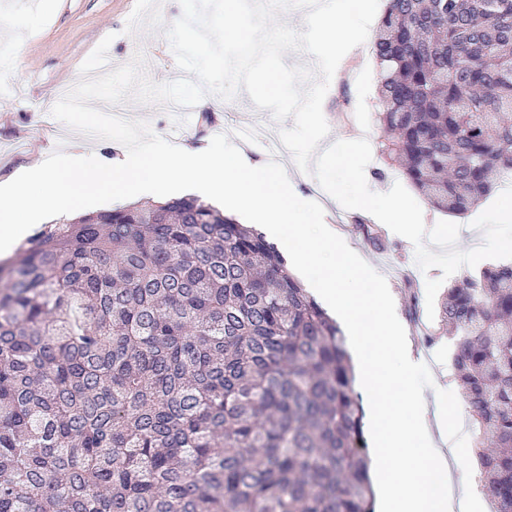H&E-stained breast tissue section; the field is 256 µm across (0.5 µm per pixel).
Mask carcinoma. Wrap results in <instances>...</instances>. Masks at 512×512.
Listing matches in <instances>:
<instances>
[{"instance_id": "1", "label": "carcinoma", "mask_w": 512, "mask_h": 512, "mask_svg": "<svg viewBox=\"0 0 512 512\" xmlns=\"http://www.w3.org/2000/svg\"><path fill=\"white\" fill-rule=\"evenodd\" d=\"M381 151L462 215L512 180V0H385ZM0 512H374L337 322L253 227L180 197L56 222L0 262ZM439 317L512 512V264Z\"/></svg>"}]
</instances>
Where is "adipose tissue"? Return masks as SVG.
<instances>
[{
    "label": "adipose tissue",
    "mask_w": 512,
    "mask_h": 512,
    "mask_svg": "<svg viewBox=\"0 0 512 512\" xmlns=\"http://www.w3.org/2000/svg\"><path fill=\"white\" fill-rule=\"evenodd\" d=\"M373 8V0H327L317 11L314 27L324 43L321 66L330 76H340L344 62L360 46L359 26Z\"/></svg>",
    "instance_id": "obj_1"
}]
</instances>
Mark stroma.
I'll return each instance as SVG.
<instances>
[{
	"instance_id": "stroma-1",
	"label": "stroma",
	"mask_w": 512,
	"mask_h": 512,
	"mask_svg": "<svg viewBox=\"0 0 512 512\" xmlns=\"http://www.w3.org/2000/svg\"><path fill=\"white\" fill-rule=\"evenodd\" d=\"M135 0H38L36 9L25 8L21 0H0V181L21 167L34 163L41 151L68 149L65 124L44 112V101L59 98L80 78V66L106 35L114 41L109 53L113 66L129 63L136 53L153 54L155 62L146 73L156 82L169 79L175 58L162 31L139 30L125 34L124 28ZM360 86L332 82L323 103L329 134L321 142L329 147L338 140L367 138L377 143L381 135L376 122L379 87L378 67L368 60ZM208 109L194 113L162 111L153 105L127 103L128 118L148 121L153 131L170 142L196 141L228 134L230 142L245 146L256 159L265 158L263 138L277 136L280 128H293V118L284 123L273 120L270 110L256 109L247 92L226 101L210 96ZM282 163L290 168L297 189L317 199L337 219V228L366 262L382 274L398 297L397 312L408 327L415 349L425 356L434 385L424 389L428 405H436L440 389L457 390L450 359L452 344L440 335L426 344L427 334L438 333L439 320L427 317L425 305L410 309L411 297H424L426 279H436L441 269L421 271L415 263V248L406 238L382 228V244L374 246L358 229V212L336 205L322 192L315 178L301 175L292 156Z\"/></svg>"
}]
</instances>
